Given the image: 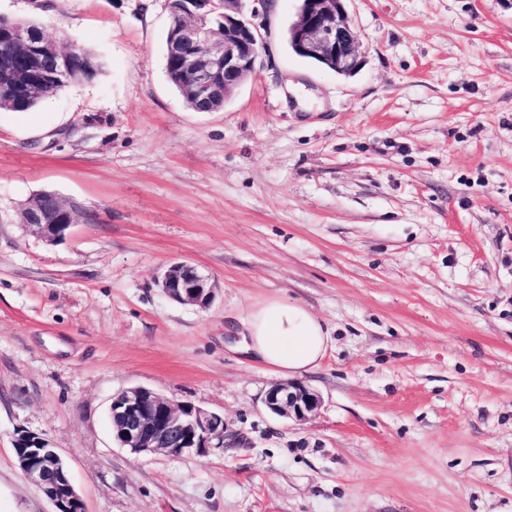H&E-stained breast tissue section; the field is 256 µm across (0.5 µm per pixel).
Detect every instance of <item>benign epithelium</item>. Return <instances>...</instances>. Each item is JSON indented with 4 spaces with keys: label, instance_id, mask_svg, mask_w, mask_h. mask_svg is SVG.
<instances>
[{
    "label": "benign epithelium",
    "instance_id": "benign-epithelium-1",
    "mask_svg": "<svg viewBox=\"0 0 512 512\" xmlns=\"http://www.w3.org/2000/svg\"><path fill=\"white\" fill-rule=\"evenodd\" d=\"M223 24L208 25L189 11L175 17L173 49L180 51L181 72L187 78L188 97L205 103L218 93L225 96L256 73L265 52L256 11L247 0H220ZM347 0H301L297 19L289 26L288 40L298 55L310 58L341 75L361 64V51L346 8ZM64 50L53 39L32 33L24 21H0V73L16 85L62 81L65 71L40 66ZM78 209L71 200L54 194L26 202L22 224L35 228L46 241L56 243L76 222ZM172 300L199 308L215 299V285L196 267L169 266L158 280ZM266 407L281 417L302 419L320 405V397L299 383H277L265 397ZM110 419L114 439L134 454L167 453L173 456L203 453L224 447V418L189 402H176L143 387L112 398ZM18 465L52 503L53 512H84L67 466L50 441L20 431L14 440Z\"/></svg>",
    "mask_w": 512,
    "mask_h": 512
}]
</instances>
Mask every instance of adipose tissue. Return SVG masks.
Listing matches in <instances>:
<instances>
[{
    "instance_id": "ef3b65f1",
    "label": "adipose tissue",
    "mask_w": 512,
    "mask_h": 512,
    "mask_svg": "<svg viewBox=\"0 0 512 512\" xmlns=\"http://www.w3.org/2000/svg\"><path fill=\"white\" fill-rule=\"evenodd\" d=\"M241 325L244 353L283 378L316 371L331 344L324 319L309 306L283 295L256 301Z\"/></svg>"
}]
</instances>
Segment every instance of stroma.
Instances as JSON below:
<instances>
[{
    "instance_id": "1",
    "label": "stroma",
    "mask_w": 512,
    "mask_h": 512,
    "mask_svg": "<svg viewBox=\"0 0 512 512\" xmlns=\"http://www.w3.org/2000/svg\"><path fill=\"white\" fill-rule=\"evenodd\" d=\"M297 0H263L268 50L222 110L165 71L166 0H0L100 59L35 114L0 116V512H51L17 432L46 436L85 512H512V0H348L361 65L289 49ZM41 190L82 215L49 243L17 221ZM186 262L210 307L157 280ZM283 294L332 345L302 379L238 352V320ZM224 418V445L134 455L117 393ZM265 405L281 417L302 419L319 407L320 397L299 383H277L267 392Z\"/></svg>"
}]
</instances>
